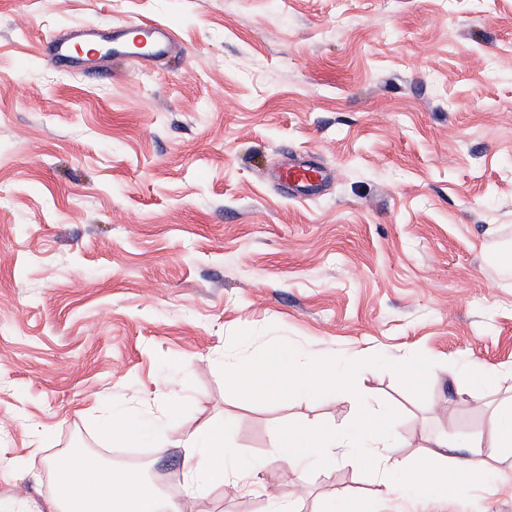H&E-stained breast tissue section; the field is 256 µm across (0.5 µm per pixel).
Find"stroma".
<instances>
[{
  "mask_svg": "<svg viewBox=\"0 0 512 512\" xmlns=\"http://www.w3.org/2000/svg\"><path fill=\"white\" fill-rule=\"evenodd\" d=\"M155 20L178 50L97 79L53 69L69 27ZM290 152L329 175L287 198ZM512 0H0V500L45 506L47 462L86 448L105 466L167 467L180 451L114 448L104 410L180 429L226 423L260 493L187 512H512V469L447 500L379 496L372 470L270 458L279 422L341 425L339 397L267 401L224 358L285 344L356 365L395 415L399 454L447 438L457 460L512 404ZM426 363L406 386L391 361ZM499 371L470 388L473 365Z\"/></svg>",
  "mask_w": 512,
  "mask_h": 512,
  "instance_id": "obj_1",
  "label": "stroma"
}]
</instances>
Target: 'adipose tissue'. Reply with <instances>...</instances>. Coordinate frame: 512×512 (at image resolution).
Segmentation results:
<instances>
[{"instance_id": "1", "label": "adipose tissue", "mask_w": 512, "mask_h": 512, "mask_svg": "<svg viewBox=\"0 0 512 512\" xmlns=\"http://www.w3.org/2000/svg\"><path fill=\"white\" fill-rule=\"evenodd\" d=\"M224 370L240 390L263 398L301 393L316 401L336 390L346 396L355 412L347 425L322 426L308 421L275 425L270 435L272 454L289 466H303L311 458L318 459L326 471L341 465L366 466L377 472L381 484L395 480L424 498L445 497L452 485L486 483L500 465L512 467V408L490 417L489 439L474 437L468 460L455 462L444 453L445 442L440 439L435 449L425 451L420 461L412 464L396 455L403 441L396 417L386 415L350 373L335 365L306 362L297 352L279 347L229 360ZM178 426L179 410L173 407L148 428L130 413L113 411L104 419L102 430L117 444L150 431L155 447L162 451ZM486 442L496 448L495 456H483L481 447ZM180 444L187 495L227 488L242 496L255 494L253 470L228 460L223 420L184 433ZM49 468L55 492L46 512H183L182 503L166 496L147 472L103 466L83 448L71 449L63 459L51 461Z\"/></svg>"}]
</instances>
